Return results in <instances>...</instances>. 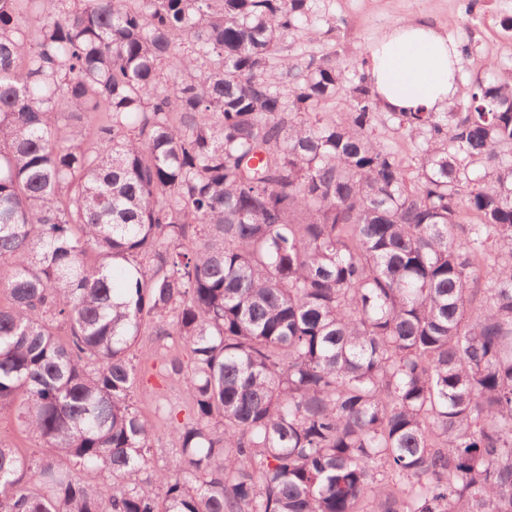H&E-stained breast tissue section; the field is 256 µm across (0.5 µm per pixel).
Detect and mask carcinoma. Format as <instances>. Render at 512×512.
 Returning a JSON list of instances; mask_svg holds the SVG:
<instances>
[{
  "mask_svg": "<svg viewBox=\"0 0 512 512\" xmlns=\"http://www.w3.org/2000/svg\"><path fill=\"white\" fill-rule=\"evenodd\" d=\"M307 2L0 0V512H512V74L393 113L411 177L366 73L266 75ZM326 112L337 122L348 121L351 112V96L348 88L343 87L337 91L336 97L328 102ZM378 112L374 127L375 134L398 151L406 160V164L410 165V171H415L424 156L423 144L421 141L410 142L403 132L398 129L397 123L390 113L382 109H379ZM155 325L148 324L144 327L142 335L140 336V344L143 346L157 349L158 352L168 355H178L181 359L187 360L185 353L180 351L177 343L172 339H159L158 336H154ZM175 406H183L186 400V372L161 380L158 376L147 377V380L137 385L134 391V403L149 418L154 420L155 393ZM12 448H17L19 452L29 457L39 458L43 455L46 448L43 442L19 428L17 424L10 420L0 421V439ZM153 448L151 468L133 476L131 478L132 481L141 483L148 481L152 477L154 470L170 467L178 456L174 438L167 429H158L153 441Z\"/></svg>",
  "mask_w": 512,
  "mask_h": 512,
  "instance_id": "obj_1",
  "label": "carcinoma"
}]
</instances>
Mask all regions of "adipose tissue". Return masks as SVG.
<instances>
[{
	"mask_svg": "<svg viewBox=\"0 0 512 512\" xmlns=\"http://www.w3.org/2000/svg\"><path fill=\"white\" fill-rule=\"evenodd\" d=\"M456 44L415 20L393 24L370 53L368 82L378 105L390 112H442L459 103Z\"/></svg>",
	"mask_w": 512,
	"mask_h": 512,
	"instance_id": "adipose-tissue-1",
	"label": "adipose tissue"
}]
</instances>
